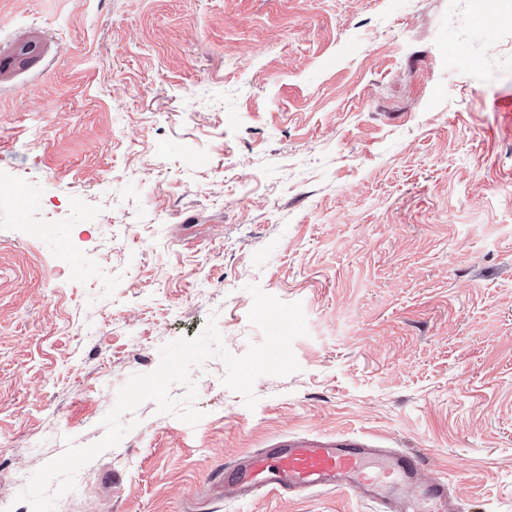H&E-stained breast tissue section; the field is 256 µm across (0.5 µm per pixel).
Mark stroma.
<instances>
[{"mask_svg": "<svg viewBox=\"0 0 512 512\" xmlns=\"http://www.w3.org/2000/svg\"><path fill=\"white\" fill-rule=\"evenodd\" d=\"M508 0H0L51 68L0 92V512L105 434L160 349L215 319L261 343L248 284L301 302L299 371L255 409L211 359L189 425L155 402L56 512H369L351 492L208 499L281 435L420 454L460 512H512ZM82 262L72 272V258Z\"/></svg>", "mask_w": 512, "mask_h": 512, "instance_id": "1", "label": "stroma"}]
</instances>
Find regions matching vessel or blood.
I'll list each match as a JSON object with an SVG mask.
<instances>
[{"label":"vessel or blood","instance_id":"b4317fda","mask_svg":"<svg viewBox=\"0 0 512 512\" xmlns=\"http://www.w3.org/2000/svg\"><path fill=\"white\" fill-rule=\"evenodd\" d=\"M50 38L39 27L16 30L0 45V90L23 75L47 70ZM423 458L415 453L376 448L368 439L282 436L265 449L244 454L210 471V497L232 492L251 499L274 492L297 495L316 489L353 490L380 512H459L447 482L422 475Z\"/></svg>","mask_w":512,"mask_h":512}]
</instances>
